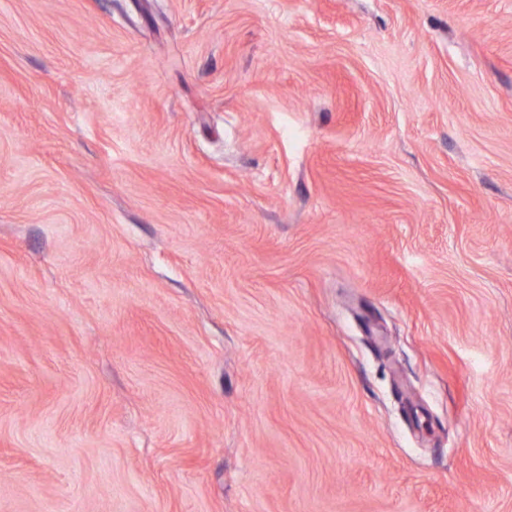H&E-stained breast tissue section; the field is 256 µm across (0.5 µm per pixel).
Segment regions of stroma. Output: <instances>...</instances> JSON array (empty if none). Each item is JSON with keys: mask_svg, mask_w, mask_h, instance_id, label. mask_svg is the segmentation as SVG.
<instances>
[{"mask_svg": "<svg viewBox=\"0 0 512 512\" xmlns=\"http://www.w3.org/2000/svg\"><path fill=\"white\" fill-rule=\"evenodd\" d=\"M0 512H512V0H0Z\"/></svg>", "mask_w": 512, "mask_h": 512, "instance_id": "obj_1", "label": "stroma"}]
</instances>
